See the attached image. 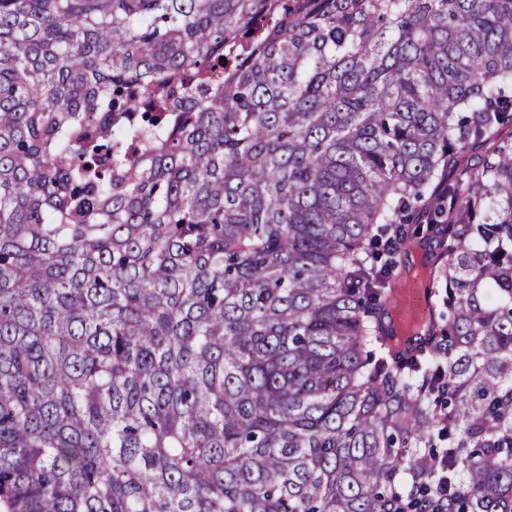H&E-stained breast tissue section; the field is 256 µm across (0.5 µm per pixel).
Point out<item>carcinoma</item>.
I'll return each mask as SVG.
<instances>
[{"mask_svg": "<svg viewBox=\"0 0 512 512\" xmlns=\"http://www.w3.org/2000/svg\"><path fill=\"white\" fill-rule=\"evenodd\" d=\"M439 485L512 512V0H0L7 512Z\"/></svg>", "mask_w": 512, "mask_h": 512, "instance_id": "cac0c4a2", "label": "carcinoma"}]
</instances>
